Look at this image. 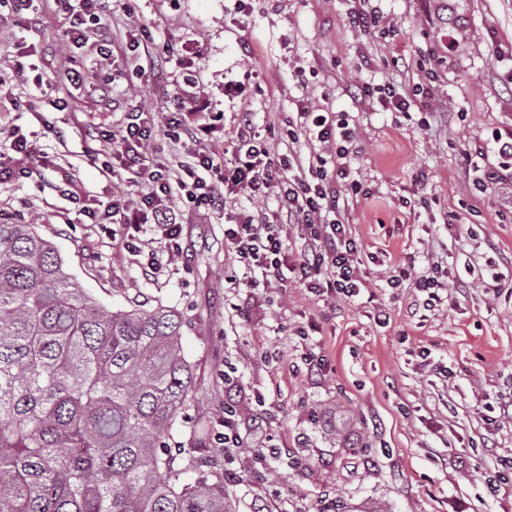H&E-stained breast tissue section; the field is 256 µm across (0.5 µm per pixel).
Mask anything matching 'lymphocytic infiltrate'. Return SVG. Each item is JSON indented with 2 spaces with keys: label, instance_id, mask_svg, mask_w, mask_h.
Listing matches in <instances>:
<instances>
[{
  "label": "lymphocytic infiltrate",
  "instance_id": "f902f5d3",
  "mask_svg": "<svg viewBox=\"0 0 512 512\" xmlns=\"http://www.w3.org/2000/svg\"><path fill=\"white\" fill-rule=\"evenodd\" d=\"M111 6V0H0V26L18 27L27 35L18 50V72L26 73V60L42 37L41 15L48 12L67 20L63 37L70 46L88 48L103 60L122 50L139 72L160 76L162 69L155 59L140 52L141 31L117 33L106 23ZM111 81L108 73L59 70L53 84L57 93L53 104L67 108L70 86L84 84L90 91L102 92ZM223 119L220 112L186 115L183 100L175 95L165 112L132 115L113 130L107 139V161H100L98 153L89 154L90 162H102L103 172L122 171L150 187L136 202L121 195L112 198V213L120 218L125 247L133 255L142 254L137 232L148 224L163 240L168 257H175L182 250L180 240L187 213L221 212L225 215L224 247L244 269L260 272L269 280L295 282L319 297L360 296L367 289L358 268L362 245L350 232L332 184L337 178L348 181L352 190L360 188L358 180L351 177L348 161L350 145L356 138L348 119L323 108L300 106L286 135L294 144L303 139L319 144V151L305 159L294 150L279 153L268 141L257 139L251 133V112L242 110L238 115L240 137L228 161L220 156L212 138ZM160 135L168 141L167 150L156 153L152 162H145L142 147ZM492 141L500 163L475 166L476 181L483 188L512 194V128L496 132ZM35 152V145L19 128L1 126L0 182L24 175L22 169L13 166V154L28 157ZM177 189L185 193L180 205L173 195ZM231 194L247 196L256 205L226 213ZM271 195L276 198V209L261 207V200ZM296 238L301 241L297 249L292 246ZM408 280L415 291L414 308L429 309L440 302L444 284L438 277L413 276L397 266L391 270L387 284L398 288Z\"/></svg>",
  "mask_w": 512,
  "mask_h": 512
}]
</instances>
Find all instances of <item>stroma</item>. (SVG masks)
Returning a JSON list of instances; mask_svg holds the SVG:
<instances>
[{
    "label": "stroma",
    "instance_id": "stroma-1",
    "mask_svg": "<svg viewBox=\"0 0 512 512\" xmlns=\"http://www.w3.org/2000/svg\"><path fill=\"white\" fill-rule=\"evenodd\" d=\"M370 11L380 23L361 30L353 16ZM107 22L147 30L167 93L223 112L218 149L230 148L244 108L264 139L303 103L349 113L358 129L350 164L362 191H341L339 205L363 245L369 293L334 300L295 283L230 287L225 274L241 266L224 249L222 215L183 225V254L152 279L112 223L83 215L143 190L87 159L104 144L85 129L159 112L167 94L126 61L103 62L117 71L107 93L74 91L65 110L45 98L32 111L0 104V123L44 153L16 157L29 175L0 184V224L37 225L108 308L159 300L183 312L206 411L219 418L233 400L250 448H280L268 462L275 481L257 476L250 448L237 456L226 484L236 512H320L335 499L350 512H512V487L488 488L512 458V419L498 414L512 402V213L474 188L469 166L499 164L491 134L512 126V0H251L244 13L234 0H138L131 14L114 4ZM228 81L242 96L225 97ZM366 83L396 86L408 110L358 103ZM409 261L418 274L442 267L468 292L408 317L410 288L386 280ZM312 324L301 347L296 330ZM307 348L325 351L326 372L311 373Z\"/></svg>",
    "mask_w": 512,
    "mask_h": 512
}]
</instances>
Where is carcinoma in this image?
Listing matches in <instances>:
<instances>
[{
    "instance_id": "cac0c4a2",
    "label": "carcinoma",
    "mask_w": 512,
    "mask_h": 512,
    "mask_svg": "<svg viewBox=\"0 0 512 512\" xmlns=\"http://www.w3.org/2000/svg\"><path fill=\"white\" fill-rule=\"evenodd\" d=\"M185 326L105 307L37 225L0 224V512H235Z\"/></svg>"
}]
</instances>
